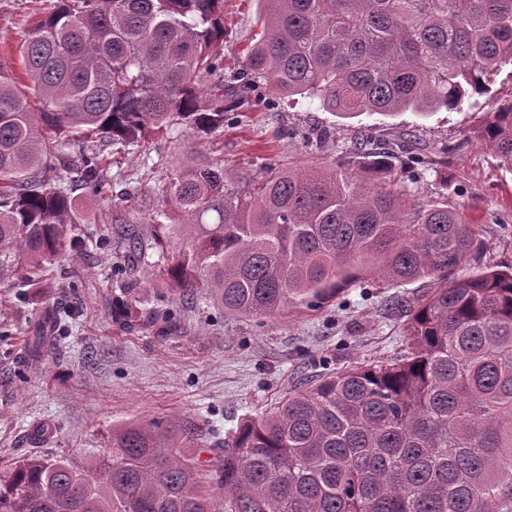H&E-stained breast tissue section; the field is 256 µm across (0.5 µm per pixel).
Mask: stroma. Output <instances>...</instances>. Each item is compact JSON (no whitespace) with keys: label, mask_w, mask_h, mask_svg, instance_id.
<instances>
[{"label":"stroma","mask_w":512,"mask_h":512,"mask_svg":"<svg viewBox=\"0 0 512 512\" xmlns=\"http://www.w3.org/2000/svg\"><path fill=\"white\" fill-rule=\"evenodd\" d=\"M50 0H0V67L22 73L24 31ZM260 0H224L225 70L241 64L260 36ZM512 101V71L488 81L478 105L428 117L410 112L389 119H342L308 99H283L277 109L239 113L224 134L207 142L236 173L268 166L319 170L340 164L360 139L393 142L410 130L415 175L410 188L427 200L443 199L480 224L482 248L461 273L482 274L512 265V174L498 168L483 139L485 114ZM188 134L138 147H109L111 166L100 179L103 195L71 191L76 227L91 241L77 256L62 255L39 287L0 288V473L31 453L83 460L107 447L112 432L132 422L179 419L192 431L190 451L214 458L245 420L271 411L301 378L317 381L358 364L403 353L409 305L427 281H398L371 267L356 270L334 296L291 304L275 317L225 313L207 299L192 304L170 297L182 318L170 334L119 327L112 320V269L129 265L123 242L133 229L150 240V226L130 193L167 186L190 145ZM106 245H98L99 237ZM75 306L55 354L32 370L22 365L27 326L43 307ZM50 423V442L27 436Z\"/></svg>","instance_id":"obj_1"}]
</instances>
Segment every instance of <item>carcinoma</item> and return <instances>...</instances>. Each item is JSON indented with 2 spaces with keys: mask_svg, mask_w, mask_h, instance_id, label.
Listing matches in <instances>:
<instances>
[{
  "mask_svg": "<svg viewBox=\"0 0 512 512\" xmlns=\"http://www.w3.org/2000/svg\"><path fill=\"white\" fill-rule=\"evenodd\" d=\"M262 34L224 73V0H55L24 34L28 85L0 71V288L34 285L71 236L65 174L98 187L95 144L224 132L229 112L302 95L340 118L426 116L484 94L512 67V0H260ZM484 138L512 174V101ZM373 149L386 172L402 143ZM158 276L178 299L274 317L336 293L364 264L437 287L413 306L406 353L353 366L244 421L207 465L172 421L131 423L82 463L25 457L0 475V512H512V268L455 271L477 225L444 201L328 171L241 179L196 147L159 194ZM164 204L156 203V197ZM75 312L28 326L31 368ZM112 320L162 331L175 312L124 287Z\"/></svg>",
  "mask_w": 512,
  "mask_h": 512,
  "instance_id": "carcinoma-1",
  "label": "carcinoma"
}]
</instances>
